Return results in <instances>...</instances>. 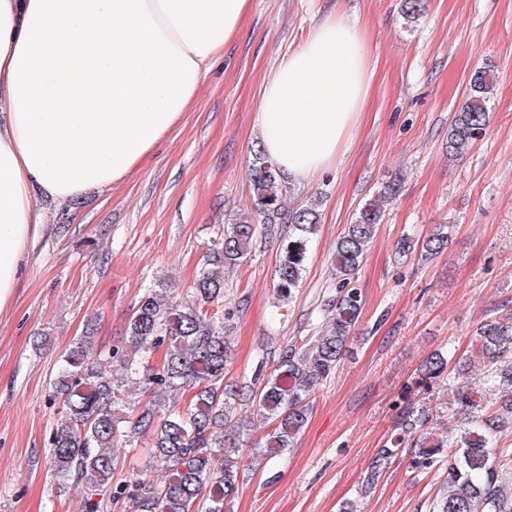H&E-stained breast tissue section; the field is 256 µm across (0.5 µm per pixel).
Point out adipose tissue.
<instances>
[{
	"mask_svg": "<svg viewBox=\"0 0 512 512\" xmlns=\"http://www.w3.org/2000/svg\"><path fill=\"white\" fill-rule=\"evenodd\" d=\"M249 0H0V311L40 215L125 180L191 108ZM361 30L325 18L259 94V147L293 180L332 167L366 104Z\"/></svg>",
	"mask_w": 512,
	"mask_h": 512,
	"instance_id": "1",
	"label": "adipose tissue"
}]
</instances>
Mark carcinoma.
Segmentation results:
<instances>
[{
  "instance_id": "obj_1",
  "label": "carcinoma",
  "mask_w": 512,
  "mask_h": 512,
  "mask_svg": "<svg viewBox=\"0 0 512 512\" xmlns=\"http://www.w3.org/2000/svg\"><path fill=\"white\" fill-rule=\"evenodd\" d=\"M425 12V0H403L402 15L412 24ZM495 83L487 71L469 79L468 93L448 126V156L458 158L480 140L488 126V103ZM249 169L250 211L224 225V236L201 267L187 301L170 296L159 285L148 290L132 313L126 347L106 355L92 352L87 339L75 341L63 356L60 373L48 399L62 402L49 441L50 465L62 483L83 485L86 512H104L126 498L133 512H224V501L237 492L240 461L232 435L240 428L236 402L252 400L263 420L275 422L262 457L273 459L291 446L304 428L310 396L337 368L351 326L358 318L362 296L352 287L354 274L383 218L380 201L394 198L400 180L385 185L355 213L354 221L336 241L331 277L336 281L332 321L324 334L302 343L280 346L260 388L246 393L226 381L228 362L224 340V270L247 258L261 233L276 230L284 244L276 266V296L290 299L303 280L309 244L318 228L321 201L285 210L287 187L275 164L254 150ZM448 244L444 226L427 236L420 256L430 258ZM478 362L502 382L509 403L492 413L486 394L464 381L456 402L466 427L457 436L434 438L425 431L428 413L407 404L395 426L390 445L380 449L367 468L365 488H371L392 459L410 440L418 446L412 466L436 467L448 458L446 486L439 512H512V494L504 489L495 465L494 437L512 428V317L488 321L476 330ZM164 349L162 365L148 364ZM445 357L434 354L423 365L421 383L441 377ZM141 389L142 399L130 404L128 383ZM180 390L191 393L187 405L171 399ZM149 440L153 458L164 467L161 480L136 477L112 482L116 457L112 448L133 439ZM99 500H92V496Z\"/></svg>"
}]
</instances>
